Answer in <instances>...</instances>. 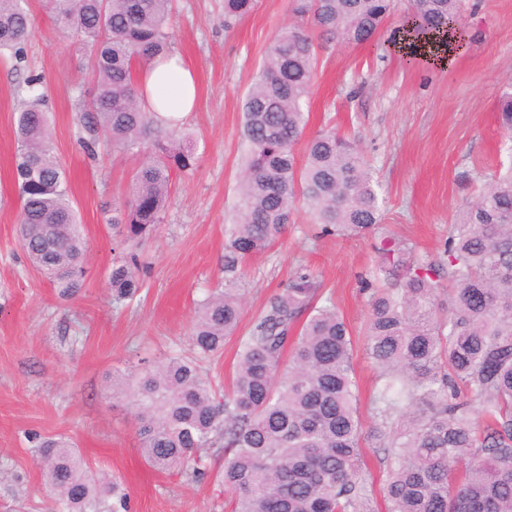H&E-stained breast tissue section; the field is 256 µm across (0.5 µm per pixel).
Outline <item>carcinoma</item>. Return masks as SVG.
<instances>
[{"label": "carcinoma", "instance_id": "1", "mask_svg": "<svg viewBox=\"0 0 512 512\" xmlns=\"http://www.w3.org/2000/svg\"><path fill=\"white\" fill-rule=\"evenodd\" d=\"M256 0H224V29ZM401 31L413 41L455 39L462 0H412ZM394 0H294L300 21L281 30L243 100L245 153L237 221L227 225L224 289L198 305L191 328L197 357L173 356L112 380L131 399L144 460L184 470L198 448H221V482L232 512H512V166L493 176L452 225L443 250H413L382 227L379 182L360 148L322 129L298 162L295 145L317 68L319 41L361 44L380 31ZM63 32L90 49L95 93L82 115V146L99 136L119 154L145 153L112 224L126 248L113 259L112 301L142 287L138 240L168 208L173 175L196 164L195 145L176 125L141 109L134 71L170 51L173 0H54ZM35 32L27 0H0V51L16 62ZM41 79L27 80L16 118L15 183L21 248L63 297L82 287L87 239L63 169L51 148ZM498 121L512 142V85ZM324 235H379L365 354L377 369L365 435L353 371V337L332 299L315 303L316 275L301 267L241 337L235 380L216 396L200 361L224 350L241 322L245 263L284 233L297 205ZM478 404L483 422L475 420ZM382 451L374 488L362 442ZM58 512H128L109 473L94 476L76 444L34 437Z\"/></svg>", "mask_w": 512, "mask_h": 512}]
</instances>
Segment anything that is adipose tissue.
<instances>
[{"label": "adipose tissue", "mask_w": 512, "mask_h": 512, "mask_svg": "<svg viewBox=\"0 0 512 512\" xmlns=\"http://www.w3.org/2000/svg\"><path fill=\"white\" fill-rule=\"evenodd\" d=\"M198 97L195 76L179 53L169 54L144 70L140 98L144 107L165 119L183 120Z\"/></svg>", "instance_id": "1"}]
</instances>
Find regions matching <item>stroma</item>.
Wrapping results in <instances>:
<instances>
[{
	"instance_id": "obj_1",
	"label": "stroma",
	"mask_w": 512,
	"mask_h": 512,
	"mask_svg": "<svg viewBox=\"0 0 512 512\" xmlns=\"http://www.w3.org/2000/svg\"><path fill=\"white\" fill-rule=\"evenodd\" d=\"M35 35L26 60L0 57V512H52L35 464L32 435L75 441L90 466L117 476L130 512H227L217 472L223 456L196 451L203 478L160 472L143 460L128 398L110 395L113 375L144 358L193 356L189 330L196 304L224 285V230L237 197L243 99L279 30L295 23L291 0H257L254 12L224 27L223 0H175L171 49L196 73L199 105L183 126L198 161L176 179L164 222L139 243L143 286L123 305L108 284L122 239L112 225L137 155L101 145L97 159L79 143L78 114L93 94L90 54L61 37L48 0H28ZM410 10L396 0L384 33L363 45L330 44L319 52L306 135L332 128L361 147L382 185L385 227L416 253H437L463 207L490 173L512 162L497 101L512 83V0H463L468 47L443 67L393 47L387 31ZM42 79L52 118V147L66 172L89 247L87 272L71 297L29 264L18 237L14 183L15 118L27 77ZM372 235L324 236L298 208L285 232L245 267L248 332L269 299L302 265L318 276L354 337V369L363 427L377 369L363 350L378 261Z\"/></svg>"
}]
</instances>
